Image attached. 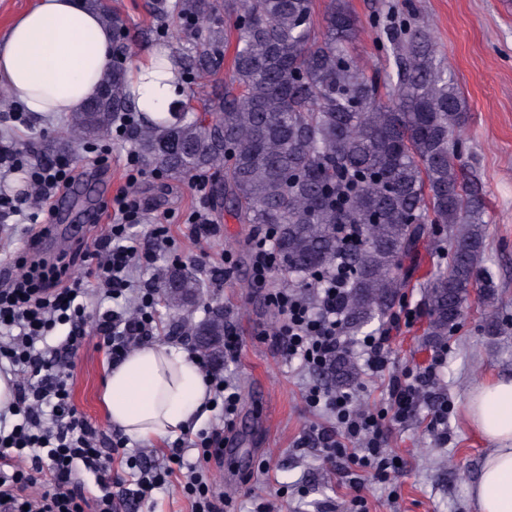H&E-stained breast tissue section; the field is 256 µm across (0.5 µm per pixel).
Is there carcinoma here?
Instances as JSON below:
<instances>
[{"label": "carcinoma", "instance_id": "obj_1", "mask_svg": "<svg viewBox=\"0 0 512 512\" xmlns=\"http://www.w3.org/2000/svg\"><path fill=\"white\" fill-rule=\"evenodd\" d=\"M112 28L117 64L98 95L69 116V138L50 157L108 138L137 109L128 83L127 28L104 0H88ZM153 53L173 64L189 94L162 112H143L131 136L147 165L210 182L212 196L241 224L276 230V278L305 287L341 267L348 281L340 312L345 335L392 315L429 224H455L447 268L423 285L426 336L454 332L474 288L493 283L485 255V197L461 164L466 112L454 77L441 66L423 22L383 29L395 67L383 79L352 55L359 20L348 0H330L318 22L313 0H156ZM224 90L201 98L196 80L224 65ZM201 104L207 118L190 115ZM196 273L174 266L161 282L169 308L202 297ZM224 314L184 327L190 336L224 335ZM338 388L353 383V359L340 352L324 370Z\"/></svg>", "mask_w": 512, "mask_h": 512}]
</instances>
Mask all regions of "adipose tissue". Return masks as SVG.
Listing matches in <instances>:
<instances>
[{"instance_id":"adipose-tissue-1","label":"adipose tissue","mask_w":512,"mask_h":512,"mask_svg":"<svg viewBox=\"0 0 512 512\" xmlns=\"http://www.w3.org/2000/svg\"><path fill=\"white\" fill-rule=\"evenodd\" d=\"M112 62V30L87 0H38L0 39V85L33 118L81 111L97 95ZM139 104L172 101L171 72L152 59L130 69ZM209 392L188 355L163 345L135 350L112 369L104 399L112 426L135 439L176 436L206 414ZM465 417L491 443L470 488L475 512H512V377L481 381L469 392Z\"/></svg>"}]
</instances>
